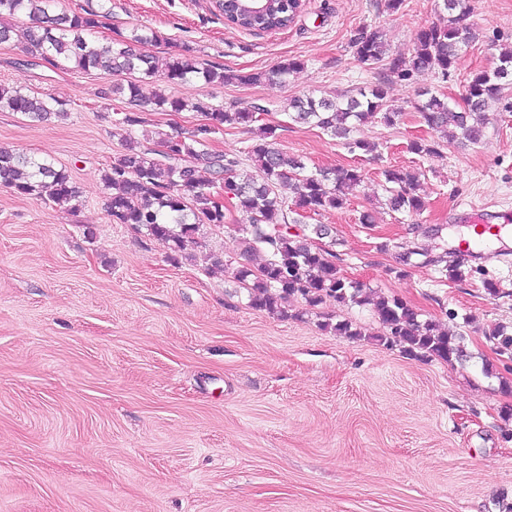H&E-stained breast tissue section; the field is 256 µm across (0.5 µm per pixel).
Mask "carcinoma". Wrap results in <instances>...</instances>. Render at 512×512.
I'll return each mask as SVG.
<instances>
[{"label": "carcinoma", "instance_id": "obj_1", "mask_svg": "<svg viewBox=\"0 0 512 512\" xmlns=\"http://www.w3.org/2000/svg\"><path fill=\"white\" fill-rule=\"evenodd\" d=\"M447 18L420 29L412 50L391 55L383 32L362 29L352 40L356 60L377 70L375 82L355 92L334 98L308 93L290 100L289 118L299 124L315 126L334 138L349 139L356 126L381 115L387 126L396 124L399 113L387 104V87L396 81H411L421 73L443 79L455 71L462 52L477 38L469 17V0H443ZM299 0H274L273 10L255 19L239 11L232 26L245 31H273L288 28L301 14ZM26 16L31 26L20 29L12 23ZM98 25L97 14H67L57 11V0H0V43L24 37L31 55L52 63L63 61L82 71L106 70L115 76H128L113 92L124 96L132 111L122 113L115 123L132 132L150 122L155 112L192 110L205 122L193 128H180L171 134H158L155 146L148 147L129 139L126 151L113 158L101 175L106 211L115 224L144 228L148 234L169 244L170 259L176 261L198 245L199 226L226 224L224 206L218 190L231 197L237 209L250 218L240 228L245 252L259 250L266 256L258 268L241 265L235 277L249 293L251 306L275 313L282 303L300 297L316 306L329 298L341 304H371L383 328L381 339L399 346L415 359L437 358L448 363L465 357L463 337L453 335L397 296L371 297L363 282L340 274L336 254L293 229L301 213H318L340 208L346 190L359 185L364 174L358 167L308 169L299 157L277 147L276 128L267 127L259 139L244 151L245 158L263 172L262 181L240 178L242 158L210 149L214 135L224 126L247 124L256 114L269 111L265 104L251 102L242 108L224 110L204 101L187 102L157 93L143 95L141 82L159 77L169 84L201 80L207 84L284 82L303 68L305 61L289 58L274 68L241 74L200 63L183 53L159 60L136 51L135 46L150 36L134 29L118 43L101 44L90 38ZM512 88V47L502 49L496 66L482 70L467 80L460 101L451 103L430 90L421 93L416 110L423 122L441 138H461L479 143L487 127L486 114L496 105L507 103L505 91ZM0 107L20 112L43 122L67 116L44 97L22 92L14 86L0 85ZM387 202L394 212L418 213L425 202L417 192L418 177L404 169L383 172ZM0 186L19 195L47 197L56 204L77 207L79 188L69 173L54 163L35 156L0 148ZM396 262L402 267L443 265L449 279L462 282L471 274L459 258L432 255L417 245H405ZM495 353L512 360V331L499 327L488 336Z\"/></svg>", "mask_w": 512, "mask_h": 512}]
</instances>
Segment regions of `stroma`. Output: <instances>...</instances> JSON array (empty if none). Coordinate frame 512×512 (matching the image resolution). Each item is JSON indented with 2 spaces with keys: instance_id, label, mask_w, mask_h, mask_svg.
Here are the masks:
<instances>
[{
  "instance_id": "35a3bbf8",
  "label": "stroma",
  "mask_w": 512,
  "mask_h": 512,
  "mask_svg": "<svg viewBox=\"0 0 512 512\" xmlns=\"http://www.w3.org/2000/svg\"><path fill=\"white\" fill-rule=\"evenodd\" d=\"M306 0L285 30L231 27L215 0H59L70 13H100L102 43L139 28L142 53L195 58L242 73L297 57L306 65L284 84H168L162 90L216 107L273 102L249 125L225 127L214 150L239 155L262 127L308 167H359L364 180L343 208L304 214L327 225L322 246L344 276L403 298L424 317L465 337L464 360H418L379 340L371 308L324 300L249 306L234 278L246 214L228 209L223 227L201 225L199 248L170 260L167 243L105 208L101 174L124 150L114 119L128 106L102 70L28 65V44L0 43V84L61 103L63 120L34 122L0 107V146L47 158L81 191L77 210L0 188V512H512V361L488 336L512 324V254L488 246L464 282L436 267L398 272L408 227L442 226L419 237L438 254L468 227L452 207L480 213L512 206V112L489 113L476 145L442 142L437 153L409 144L433 140L414 108L420 88L460 98L472 73L493 68L512 45V0H473L478 41L448 80L430 74L388 87L401 116L353 136L377 143L351 151L321 129L289 123V99L333 95L372 82L350 40L380 28L391 53L412 48L443 0ZM418 177L426 208L387 206L383 172ZM373 223H362L363 214ZM222 267H214V259ZM494 280L490 296L484 280ZM346 320L356 336H338Z\"/></svg>"
}]
</instances>
